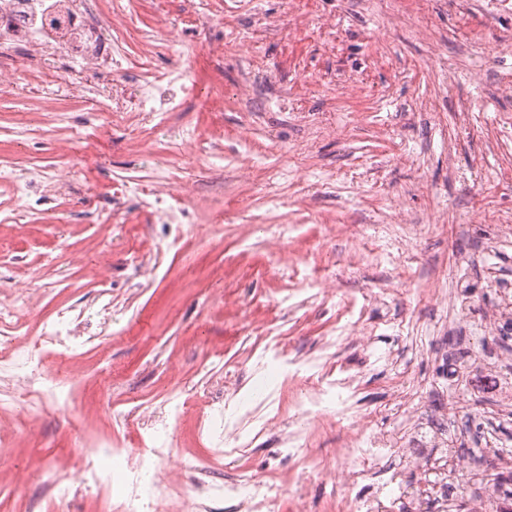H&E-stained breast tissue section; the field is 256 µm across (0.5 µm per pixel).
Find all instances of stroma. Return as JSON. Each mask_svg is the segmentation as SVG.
Listing matches in <instances>:
<instances>
[{"label": "stroma", "instance_id": "obj_1", "mask_svg": "<svg viewBox=\"0 0 512 512\" xmlns=\"http://www.w3.org/2000/svg\"><path fill=\"white\" fill-rule=\"evenodd\" d=\"M112 3L129 19V94L155 84L175 111L96 116L79 87L53 112L43 91L0 96V306L31 303L11 331L18 344L65 309L81 314L83 342L73 358L44 356L45 369L79 372L66 405L20 399L0 353V438L14 448L0 462V512H52L49 470L72 477L71 512H101L108 492L76 480L71 462L104 437L128 449L165 440L169 512H228L188 495L242 470L276 484L270 512L390 491L387 459L375 485H337L340 449L363 430L425 445L424 422L448 411L458 454L476 466L484 447L512 453V415L493 414L512 383L477 363L511 354L512 340L469 332L512 289V240L496 238L512 216V95L500 90L512 76V0ZM65 163L66 203L15 209L13 183L50 180ZM160 182L182 199L179 221L161 213ZM461 283L464 311L448 301ZM273 337L283 358L350 367L353 390L302 415L310 383L275 370ZM451 356L468 372L449 382ZM174 388L180 412L160 413ZM217 406L237 427L229 456L212 452ZM294 431L308 436L307 464L282 444Z\"/></svg>", "mask_w": 512, "mask_h": 512}]
</instances>
